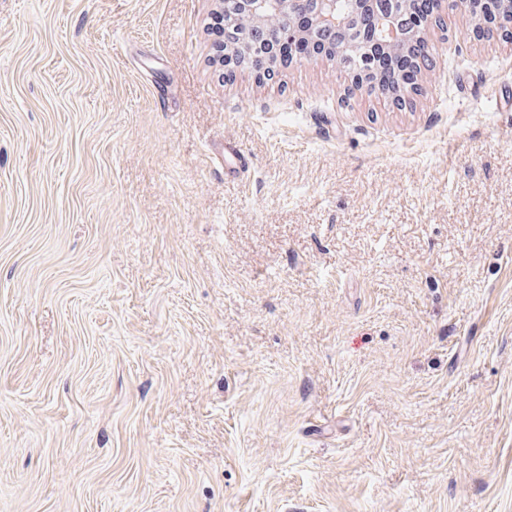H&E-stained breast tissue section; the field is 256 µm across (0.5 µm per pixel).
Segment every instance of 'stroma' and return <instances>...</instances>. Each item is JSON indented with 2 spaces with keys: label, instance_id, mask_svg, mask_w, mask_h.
<instances>
[{
  "label": "stroma",
  "instance_id": "obj_1",
  "mask_svg": "<svg viewBox=\"0 0 512 512\" xmlns=\"http://www.w3.org/2000/svg\"><path fill=\"white\" fill-rule=\"evenodd\" d=\"M216 7L0 0V512H512V42L400 107Z\"/></svg>",
  "mask_w": 512,
  "mask_h": 512
}]
</instances>
